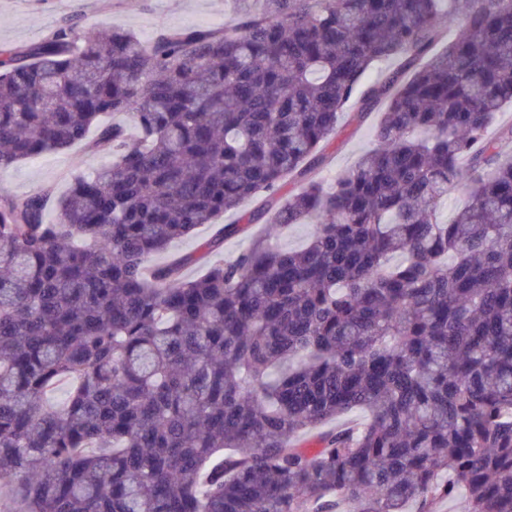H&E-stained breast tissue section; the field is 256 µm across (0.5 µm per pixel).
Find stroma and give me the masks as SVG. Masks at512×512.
<instances>
[{"label": "stroma", "mask_w": 512, "mask_h": 512, "mask_svg": "<svg viewBox=\"0 0 512 512\" xmlns=\"http://www.w3.org/2000/svg\"><path fill=\"white\" fill-rule=\"evenodd\" d=\"M66 21L81 29L110 27L147 41L162 30L233 26L237 17L230 0H0V47L37 44ZM375 125L372 117L359 125L349 114L340 115L335 135L324 145L329 174L353 167L373 148ZM108 159L84 141L23 161L0 171V197L45 187L63 195L75 171L98 169Z\"/></svg>", "instance_id": "35a3bbf8"}]
</instances>
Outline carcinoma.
Masks as SVG:
<instances>
[{
	"label": "carcinoma",
	"mask_w": 512,
	"mask_h": 512,
	"mask_svg": "<svg viewBox=\"0 0 512 512\" xmlns=\"http://www.w3.org/2000/svg\"><path fill=\"white\" fill-rule=\"evenodd\" d=\"M234 0L150 41L71 23L0 49V169L110 161L0 197V480L17 512H512V0ZM400 71L359 91L388 60ZM377 145L330 180L339 115ZM299 184L283 195L285 181ZM469 199L449 223L448 191ZM249 198L195 279L147 259ZM73 387L58 405L47 395ZM355 409L368 418L336 422ZM96 134L92 129L85 141L66 151L47 153L0 171V197L32 194L44 187L53 188L57 196H62L75 171L96 170L110 159L105 152L90 146ZM263 230L264 227L262 224H254L250 227L247 236L241 234L236 237L225 239L223 251L211 254L200 262H193L184 265L180 270L181 277L191 279L197 278L206 270L207 267H209V265L235 258L238 253L246 246L249 236H252L255 233H260Z\"/></svg>",
	"instance_id": "obj_1"
}]
</instances>
